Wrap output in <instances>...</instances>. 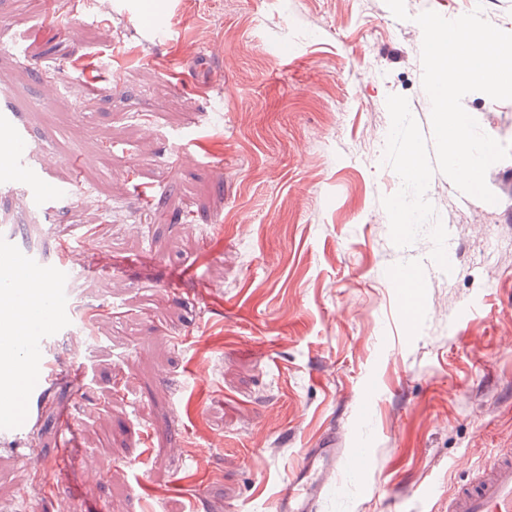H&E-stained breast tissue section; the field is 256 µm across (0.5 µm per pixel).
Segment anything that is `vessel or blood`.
Returning <instances> with one entry per match:
<instances>
[{
	"instance_id": "obj_1",
	"label": "vessel or blood",
	"mask_w": 512,
	"mask_h": 512,
	"mask_svg": "<svg viewBox=\"0 0 512 512\" xmlns=\"http://www.w3.org/2000/svg\"><path fill=\"white\" fill-rule=\"evenodd\" d=\"M7 151L0 155V192L11 190L13 179L22 175L39 181L44 169L30 148L28 132L18 120L17 107L8 98H0V145ZM98 236L91 235L78 246L61 245L53 269H46L45 260L22 247L14 225L0 224V259L10 269L0 274V324L10 323L21 300L31 292L48 293L54 314L63 311L60 288L71 263L95 251ZM44 340L34 335L22 337L13 361L17 371H29L31 381L19 387L16 401L0 405V444L20 442L30 435L36 410L47 400L49 381ZM336 465L332 448L308 449L301 467L281 491L285 512H313L325 483V476ZM448 512H512V449L495 456L477 476L460 486L448 497Z\"/></svg>"
}]
</instances>
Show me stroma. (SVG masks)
Here are the masks:
<instances>
[{
	"label": "stroma",
	"instance_id": "obj_1",
	"mask_svg": "<svg viewBox=\"0 0 512 512\" xmlns=\"http://www.w3.org/2000/svg\"><path fill=\"white\" fill-rule=\"evenodd\" d=\"M67 3L0 0V93L34 152L67 143L42 187L0 195V222L50 262L58 233L98 232L105 261L75 270L48 329L56 377L31 438L0 446V512H47L56 482L71 512H281L328 438L341 453L317 512H448L512 448V158L486 173L493 204L433 174L447 273L428 236L393 244L382 199L401 180L368 136L388 134L397 94L431 137L414 18L473 0H405L404 21L385 0H90L77 44ZM462 105L512 143V100ZM63 412L79 432L61 475Z\"/></svg>",
	"mask_w": 512,
	"mask_h": 512
}]
</instances>
